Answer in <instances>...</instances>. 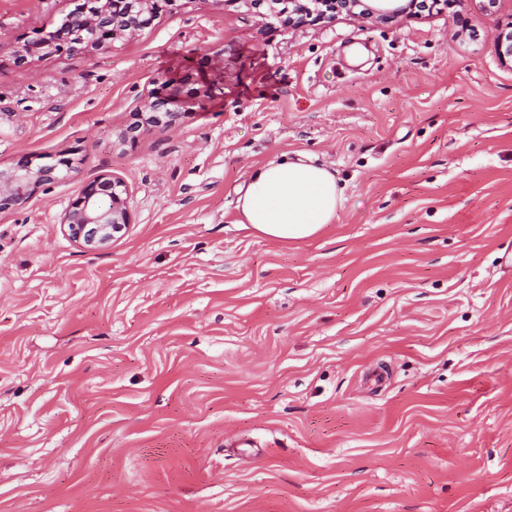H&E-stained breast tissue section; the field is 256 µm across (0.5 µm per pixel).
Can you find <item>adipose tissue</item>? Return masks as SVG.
I'll return each instance as SVG.
<instances>
[{
  "instance_id": "adipose-tissue-1",
  "label": "adipose tissue",
  "mask_w": 512,
  "mask_h": 512,
  "mask_svg": "<svg viewBox=\"0 0 512 512\" xmlns=\"http://www.w3.org/2000/svg\"><path fill=\"white\" fill-rule=\"evenodd\" d=\"M342 197L328 169L302 157L272 161L251 176L239 197V222L265 239L300 242L332 223Z\"/></svg>"
}]
</instances>
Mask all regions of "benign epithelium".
Listing matches in <instances>:
<instances>
[{"label": "benign epithelium", "mask_w": 512, "mask_h": 512, "mask_svg": "<svg viewBox=\"0 0 512 512\" xmlns=\"http://www.w3.org/2000/svg\"><path fill=\"white\" fill-rule=\"evenodd\" d=\"M175 0H90L92 8L85 12L66 15L64 28L25 44L15 55L14 64L28 65L34 57L65 50L73 57L85 56L93 50L92 44L106 39L132 40L146 24L148 14H156ZM333 13L358 15L375 23L387 24L402 15L412 14L415 7L426 4L410 0L407 5L400 0H327ZM173 98L156 96L147 102L145 111L151 122L157 123L161 112L175 123L179 112L169 108ZM55 166L34 168L25 160L13 168L0 170V212L14 209L40 187L58 180ZM61 224L68 237L80 248L97 251L105 248L131 224V210L127 185L121 178L101 175L82 185L77 197L66 209Z\"/></svg>", "instance_id": "1"}]
</instances>
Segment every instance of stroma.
<instances>
[{
  "label": "stroma",
  "instance_id": "1",
  "mask_svg": "<svg viewBox=\"0 0 512 512\" xmlns=\"http://www.w3.org/2000/svg\"><path fill=\"white\" fill-rule=\"evenodd\" d=\"M74 3L0 0V170L73 167L0 212V512H512V0H175L15 66ZM284 154L344 189L288 245L237 210ZM102 174L132 222L87 252L61 219ZM332 6L333 14H342L360 16L363 19H369L375 23L387 24L397 20L402 15L419 16L420 13L412 12L417 5V0H411L407 7L401 5L400 0H371L372 4H366L362 0H327ZM359 7L363 9L360 12L355 10Z\"/></svg>",
  "mask_w": 512,
  "mask_h": 512
}]
</instances>
